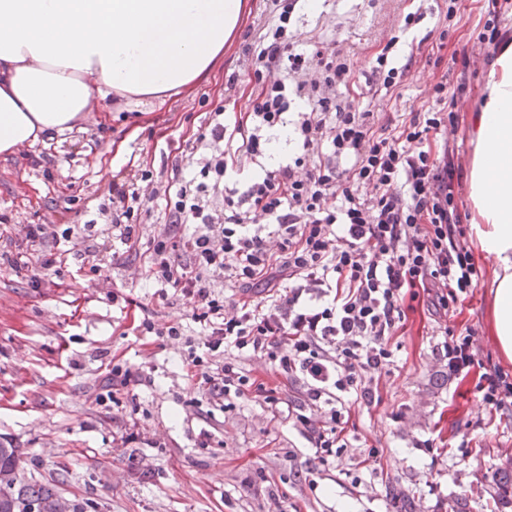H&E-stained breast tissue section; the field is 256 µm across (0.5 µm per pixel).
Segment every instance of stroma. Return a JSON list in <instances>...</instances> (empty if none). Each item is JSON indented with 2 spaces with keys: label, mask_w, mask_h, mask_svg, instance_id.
Listing matches in <instances>:
<instances>
[{
  "label": "stroma",
  "mask_w": 512,
  "mask_h": 512,
  "mask_svg": "<svg viewBox=\"0 0 512 512\" xmlns=\"http://www.w3.org/2000/svg\"><path fill=\"white\" fill-rule=\"evenodd\" d=\"M487 6L461 0L459 19L445 23L434 0H299L291 25L299 42H331L350 54L365 76L385 47L411 61L400 95L364 85L373 112L425 110L433 85L444 78L456 90L465 74L455 146L467 224L474 215L469 124L491 68L478 41ZM414 11L420 21L405 27ZM266 19L263 0H247L222 67L165 107L107 117L93 111L65 137L0 157V252L29 256L22 269L0 264V436L26 454L35 477L67 468L65 495L93 501L98 512H395L391 485L413 494L414 512H453L461 497L469 512H491L493 473L512 462V414L488 412L476 372L449 376L437 349L446 328L471 329L480 359L512 375L489 331L492 260L476 258L478 287L447 313L423 303L408 310L404 332L390 342L392 363L380 377H363L378 388L374 401L352 404L345 446L323 462L305 427L288 416L293 407L321 418L299 374L265 356L239 357L250 380L277 390L275 406L257 397L228 408L188 380L185 362L191 348H202L204 327L189 319L187 297L159 296L142 278L143 255L113 238L112 213L98 210L112 184L132 179V163H143L153 176L141 188L148 210L138 217L139 236L164 234V190L175 170L197 166L181 145L214 106L231 120L250 107L244 52ZM424 37L442 42L439 57L412 53V41ZM91 220L93 250L79 230ZM36 225L48 233L75 229L60 244L67 262L59 272L41 268L26 238ZM147 321L156 329L182 324L184 336H156L144 329ZM113 361L130 369L135 384L110 387Z\"/></svg>",
  "instance_id": "stroma-1"
}]
</instances>
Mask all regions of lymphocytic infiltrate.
I'll return each instance as SVG.
<instances>
[{"label":"lymphocytic infiltrate","mask_w":512,"mask_h":512,"mask_svg":"<svg viewBox=\"0 0 512 512\" xmlns=\"http://www.w3.org/2000/svg\"><path fill=\"white\" fill-rule=\"evenodd\" d=\"M297 3L266 0L270 19L251 58V111L230 126L216 106L185 141L200 174L180 179L169 197L167 231L147 248L144 274L189 298L192 321L210 329L207 350H232L215 373L204 371L200 355L187 360L228 406L252 392L280 402L274 390L251 386L237 356L265 355L302 374L325 422L297 420L323 460L341 446L345 397L371 400L363 374L390 365L406 296L419 289L445 309L477 288L480 273L464 242L460 169L441 111L380 122L350 95L360 78L347 55L325 45L295 49L288 25ZM287 126L297 156L237 180L262 157L268 133ZM111 192L122 216L113 235L138 244L143 199L119 183ZM220 282L261 294L229 307L215 291ZM440 351L452 376L478 362L470 333L449 334ZM477 391L489 411H512V377L498 367L485 368Z\"/></svg>","instance_id":"1"}]
</instances>
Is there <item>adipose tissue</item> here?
I'll return each mask as SVG.
<instances>
[{
    "mask_svg": "<svg viewBox=\"0 0 512 512\" xmlns=\"http://www.w3.org/2000/svg\"><path fill=\"white\" fill-rule=\"evenodd\" d=\"M245 0H0V156L65 135L94 100L164 107L224 57ZM469 229L494 262L491 336L512 362V42L472 117Z\"/></svg>",
    "mask_w": 512,
    "mask_h": 512,
    "instance_id": "1",
    "label": "adipose tissue"
}]
</instances>
